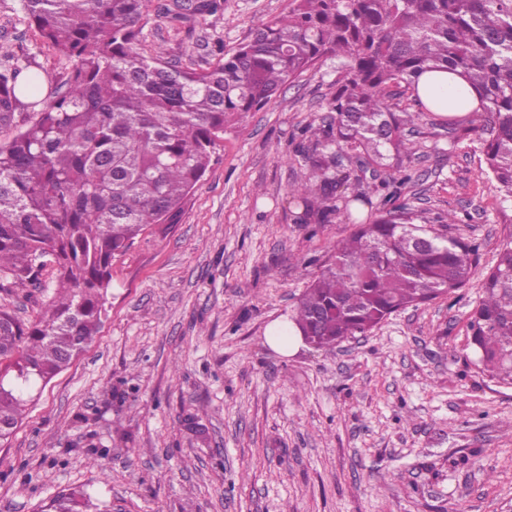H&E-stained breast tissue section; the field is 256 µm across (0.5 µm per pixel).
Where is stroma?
<instances>
[{
	"mask_svg": "<svg viewBox=\"0 0 512 512\" xmlns=\"http://www.w3.org/2000/svg\"><path fill=\"white\" fill-rule=\"evenodd\" d=\"M17 4L0 0V46L62 78L66 59L38 48ZM292 6L224 0L192 28L154 16L146 32L165 60L199 68L205 43L233 50ZM340 80L322 59L226 129L179 223L113 259L95 341L0 442V512H39L67 487L112 512H512V384L483 374L468 346L481 275L512 242V201L469 115L451 128L424 114L402 195L456 213L446 232L478 244L477 276L332 349L284 356L267 342L353 229L341 215L297 223L290 194L308 178L300 131L328 120ZM50 293L0 291V309L33 321Z\"/></svg>",
	"mask_w": 512,
	"mask_h": 512,
	"instance_id": "35a3bbf8",
	"label": "stroma"
}]
</instances>
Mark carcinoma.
<instances>
[{
  "mask_svg": "<svg viewBox=\"0 0 512 512\" xmlns=\"http://www.w3.org/2000/svg\"><path fill=\"white\" fill-rule=\"evenodd\" d=\"M231 55L204 68L163 60L144 46L150 9L201 21L224 0H19L21 20L70 62L61 83L36 62L0 56V127L30 118L0 142V290L37 284L53 292L39 320L0 310V440L16 431L42 387L93 342L105 316L112 260L152 224L178 222L213 162L224 130L262 109L324 57L345 80L328 103L332 121L305 127L296 153L309 181L292 193L299 224H328L337 201L370 169L387 189L405 173L408 139L431 111L420 78L448 72L479 124L486 170L512 199V0H293ZM411 93L425 111L397 109ZM334 246V262L306 289L292 320L303 340L332 348L366 335L392 313L465 286L478 246L448 238L427 217L384 195L369 222ZM469 347L490 378L512 379V246L482 279ZM40 512H108L73 488Z\"/></svg>",
  "mask_w": 512,
  "mask_h": 512,
  "instance_id": "cac0c4a2",
  "label": "carcinoma"
}]
</instances>
